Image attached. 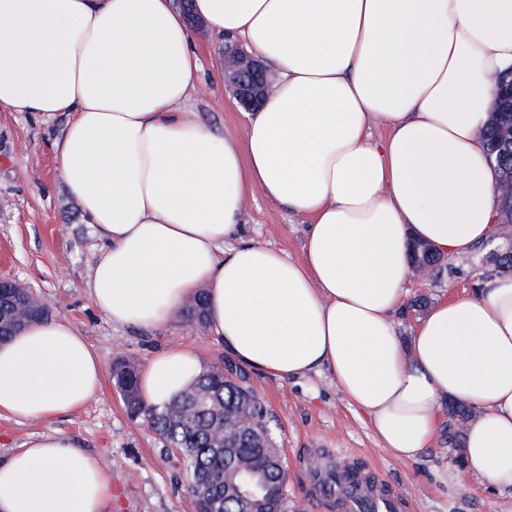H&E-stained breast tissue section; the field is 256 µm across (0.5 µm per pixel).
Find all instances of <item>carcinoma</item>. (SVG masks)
I'll list each match as a JSON object with an SVG mask.
<instances>
[{"mask_svg": "<svg viewBox=\"0 0 512 512\" xmlns=\"http://www.w3.org/2000/svg\"><path fill=\"white\" fill-rule=\"evenodd\" d=\"M435 278L447 269L441 256H413ZM197 328L206 326L203 294L183 308ZM140 360L124 356L112 366L121 395L133 402L128 414L148 424L163 447L181 458L184 484L198 512H287L288 472L276 448L261 398L246 385L242 371L224 361L203 370L178 398L163 405L146 403L139 390ZM472 410L455 404L448 410V444L458 436L456 423ZM251 484L257 495L240 501V488Z\"/></svg>", "mask_w": 512, "mask_h": 512, "instance_id": "cac0c4a2", "label": "carcinoma"}]
</instances>
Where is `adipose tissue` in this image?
<instances>
[{"mask_svg": "<svg viewBox=\"0 0 512 512\" xmlns=\"http://www.w3.org/2000/svg\"><path fill=\"white\" fill-rule=\"evenodd\" d=\"M275 75L243 137L185 112L199 59L172 0H0V112L67 114L57 170L101 245L89 296L118 326L159 328L205 291L208 327L280 379L328 371L395 459L467 404L466 471L512 491V275L395 316L409 243L464 256L490 239L496 173L482 132L512 72V0H193ZM387 134L375 140L373 126ZM261 193L308 216L301 259L244 240ZM188 347L141 365L146 402L199 375ZM100 360L59 317L0 343V412L50 420L99 389ZM112 475L60 433L0 459V512H109Z\"/></svg>", "mask_w": 512, "mask_h": 512, "instance_id": "adipose-tissue-1", "label": "adipose tissue"}]
</instances>
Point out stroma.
<instances>
[{"label":"stroma","mask_w":512,"mask_h":512,"mask_svg":"<svg viewBox=\"0 0 512 512\" xmlns=\"http://www.w3.org/2000/svg\"><path fill=\"white\" fill-rule=\"evenodd\" d=\"M190 29L202 68L186 108L215 133H242V108L223 79L224 42L202 22ZM66 120L63 114L46 123L30 112H0V277L24 284L51 315L67 318L85 336L101 362L102 383L81 408L51 420L0 413V458L31 437L56 431L110 469L112 512H195L180 461L147 424L130 418L113 384L112 363L122 355L143 360L179 346L193 348L206 367L230 355L210 332L194 329L181 315L158 329L120 327L93 305L87 281L99 242L54 163V143ZM244 228L246 237L292 258L303 254L306 217L261 193L245 201ZM447 263L435 280H410L408 299L422 295L433 305L477 291L493 276L477 247ZM245 375L266 404L288 469V512H326L307 493L313 479L309 458L322 448L331 452L329 464L352 463L389 479L415 512H512L511 493L466 473L459 450L448 445L447 420H440L432 448L403 462L381 446L368 419L349 405L328 372L284 380L251 369Z\"/></svg>","instance_id":"35a3bbf8"}]
</instances>
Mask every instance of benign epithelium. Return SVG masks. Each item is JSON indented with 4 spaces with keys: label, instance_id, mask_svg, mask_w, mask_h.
<instances>
[{
    "label": "benign epithelium",
    "instance_id": "1",
    "mask_svg": "<svg viewBox=\"0 0 512 512\" xmlns=\"http://www.w3.org/2000/svg\"><path fill=\"white\" fill-rule=\"evenodd\" d=\"M224 77L234 89L239 104L248 111L255 109L257 103L272 90L264 64L253 59L234 44H225ZM497 164L499 174L494 190L496 204H506L512 208V167L508 164L506 153L503 152L497 157ZM497 226L498 242L485 253L487 259L496 260L512 253V225L499 220ZM5 289L12 291L21 307L28 309V314L18 321H6L0 318V329L8 328L9 335L21 333L27 324L46 315L44 309L33 306L30 291L20 282L0 278V291Z\"/></svg>",
    "mask_w": 512,
    "mask_h": 512
}]
</instances>
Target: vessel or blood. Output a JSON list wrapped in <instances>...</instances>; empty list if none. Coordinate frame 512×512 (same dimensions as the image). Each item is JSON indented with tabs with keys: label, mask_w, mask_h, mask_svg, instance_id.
<instances>
[{
	"label": "vessel or blood",
	"mask_w": 512,
	"mask_h": 512,
	"mask_svg": "<svg viewBox=\"0 0 512 512\" xmlns=\"http://www.w3.org/2000/svg\"><path fill=\"white\" fill-rule=\"evenodd\" d=\"M314 486L331 512H408L410 504L393 484L377 472L357 471L342 464L333 470L316 468Z\"/></svg>",
	"instance_id": "vessel-or-blood-1"
}]
</instances>
